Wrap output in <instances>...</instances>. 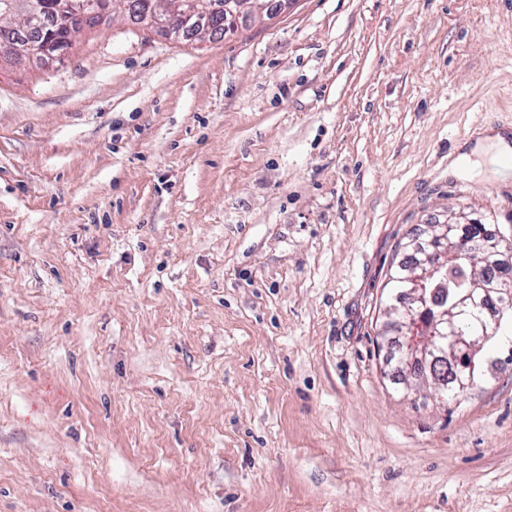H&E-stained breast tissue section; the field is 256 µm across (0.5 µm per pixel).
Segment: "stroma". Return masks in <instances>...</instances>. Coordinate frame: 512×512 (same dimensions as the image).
<instances>
[{"label": "stroma", "instance_id": "obj_1", "mask_svg": "<svg viewBox=\"0 0 512 512\" xmlns=\"http://www.w3.org/2000/svg\"><path fill=\"white\" fill-rule=\"evenodd\" d=\"M512 0H296L218 41L117 17L0 65V512H512V335L406 391L399 244L512 236ZM475 144L467 148L448 162L449 173L461 170L472 171L483 167L485 171L496 173L501 157L512 154L510 134L506 130L486 128L477 132Z\"/></svg>", "mask_w": 512, "mask_h": 512}]
</instances>
